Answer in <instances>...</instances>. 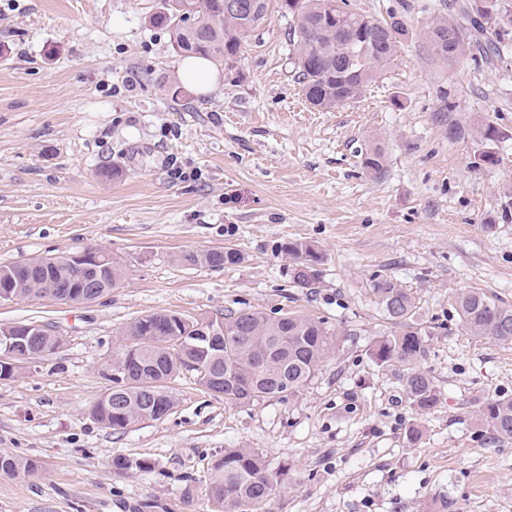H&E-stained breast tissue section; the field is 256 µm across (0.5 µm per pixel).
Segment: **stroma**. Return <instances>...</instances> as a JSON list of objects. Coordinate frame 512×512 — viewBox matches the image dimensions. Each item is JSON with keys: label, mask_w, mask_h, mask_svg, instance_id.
Instances as JSON below:
<instances>
[{"label": "stroma", "mask_w": 512, "mask_h": 512, "mask_svg": "<svg viewBox=\"0 0 512 512\" xmlns=\"http://www.w3.org/2000/svg\"><path fill=\"white\" fill-rule=\"evenodd\" d=\"M155 2L0 0V263L93 248L127 269L88 304H0V326L65 340L0 380V456L38 464L0 473V512H218L208 486L228 448L286 470L258 512H512V440L482 423L512 396V343L469 335L456 312L467 288L512 305V38L503 61L447 64L423 29L438 14L468 26L469 0H350L410 36L360 99L326 112L300 92L280 0L204 96L179 82ZM489 123L501 136L488 145ZM376 142L374 175L361 154ZM294 241L324 256L315 289L289 276L281 247ZM225 246L244 262L179 261ZM381 275L415 299L419 365L440 394L425 415L370 355L395 330ZM243 309L322 320L339 347L289 395L228 404L185 375L163 420L116 432L90 418L129 322ZM118 456L150 467L117 472Z\"/></svg>", "instance_id": "1"}]
</instances>
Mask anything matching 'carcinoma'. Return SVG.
Returning a JSON list of instances; mask_svg holds the SVG:
<instances>
[{
    "mask_svg": "<svg viewBox=\"0 0 512 512\" xmlns=\"http://www.w3.org/2000/svg\"><path fill=\"white\" fill-rule=\"evenodd\" d=\"M226 0H159L150 21L165 27L178 53L201 55L230 69L234 66L245 33L264 20L268 0H250L256 8L234 13ZM291 15V46L301 91L316 109H335L362 97L369 85L393 64L397 44L409 35L407 23L395 16L378 20L350 8L348 0H281ZM199 20V27L185 26L186 14ZM475 38L454 20L437 15L423 35L434 54L448 62L479 47L483 54L500 55L505 37L512 34V0H472ZM352 76L338 78V65ZM385 151L380 144L362 154L361 164L379 174ZM288 271L298 288H313L321 279L323 255L308 242H290L282 247ZM105 268L97 273L74 264L69 254L49 258L40 268L63 302L77 303L74 288L90 294H105L126 275L124 264L101 252ZM179 261L189 267L223 268L243 261L232 247L189 251ZM19 261L0 264V283L14 285L12 297L26 298L34 286ZM380 304L395 333L376 340L371 357L382 368L402 370V380L413 404L427 413L439 402L430 376L417 367L424 352L420 330L411 324L414 301L405 288L392 279L374 283ZM463 329L472 336L512 342V305L496 302L479 290H464L456 300ZM124 335L136 338L125 344L114 362L121 376L112 380L121 389L124 406L119 413L100 407L98 422L122 431L150 420L158 401L173 399L168 384L183 373L208 389L211 377L224 378V401L253 402L294 393L307 385L338 348L337 333L323 322L294 313L271 317L257 310L230 311L220 316L187 317L176 311H161L134 319ZM487 429L498 438H512V397L488 403L484 409ZM37 468L32 460L0 456V472L29 474ZM284 472L270 467L264 457L249 448H226L215 461L209 496L224 503V512H254L281 485Z\"/></svg>",
    "mask_w": 512,
    "mask_h": 512,
    "instance_id": "carcinoma-1",
    "label": "carcinoma"
}]
</instances>
